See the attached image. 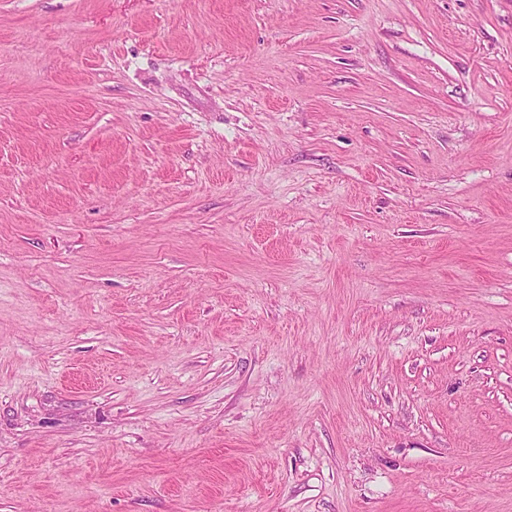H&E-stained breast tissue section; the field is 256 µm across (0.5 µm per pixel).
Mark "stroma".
<instances>
[{
    "instance_id": "35a3bbf8",
    "label": "stroma",
    "mask_w": 512,
    "mask_h": 512,
    "mask_svg": "<svg viewBox=\"0 0 512 512\" xmlns=\"http://www.w3.org/2000/svg\"><path fill=\"white\" fill-rule=\"evenodd\" d=\"M0 512H512V0H0Z\"/></svg>"
}]
</instances>
